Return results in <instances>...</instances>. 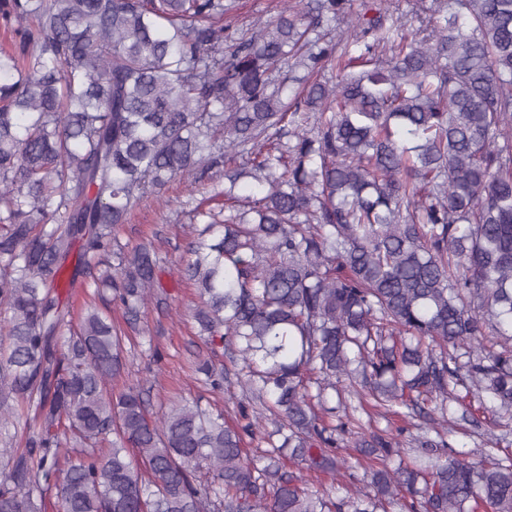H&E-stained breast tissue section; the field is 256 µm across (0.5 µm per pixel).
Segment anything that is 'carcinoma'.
Listing matches in <instances>:
<instances>
[{"instance_id": "cac0c4a2", "label": "carcinoma", "mask_w": 512, "mask_h": 512, "mask_svg": "<svg viewBox=\"0 0 512 512\" xmlns=\"http://www.w3.org/2000/svg\"><path fill=\"white\" fill-rule=\"evenodd\" d=\"M393 4L291 0L236 38L224 0H0V512H45L51 486L58 512H512V457L439 432L395 466L400 443L357 435L370 492L305 487L356 480L325 424L345 378L408 416L512 411V0H413L416 29ZM219 167L226 215L205 213L181 273L255 401L241 432L107 388L129 337L103 310L138 331L159 269L120 228ZM243 178L264 193L241 206ZM77 243L93 303L66 336Z\"/></svg>"}]
</instances>
